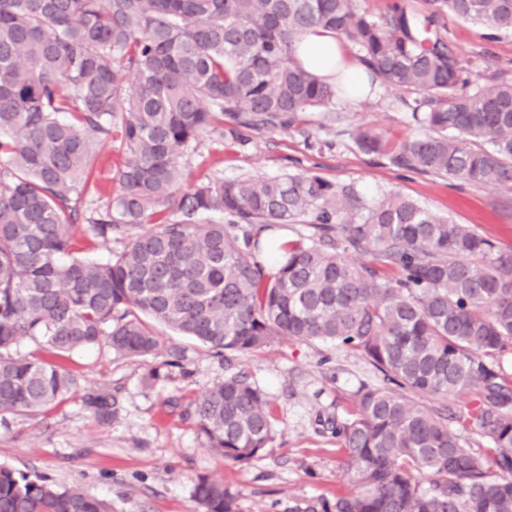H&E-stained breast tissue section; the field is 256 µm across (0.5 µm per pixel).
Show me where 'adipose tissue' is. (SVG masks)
I'll return each instance as SVG.
<instances>
[{"label": "adipose tissue", "instance_id": "1", "mask_svg": "<svg viewBox=\"0 0 512 512\" xmlns=\"http://www.w3.org/2000/svg\"><path fill=\"white\" fill-rule=\"evenodd\" d=\"M301 65L328 80H343L354 86L357 94L369 91V72L353 58L345 43L331 31L318 28L305 35L296 45Z\"/></svg>", "mask_w": 512, "mask_h": 512}]
</instances>
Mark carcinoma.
I'll use <instances>...</instances> for the list:
<instances>
[{
  "label": "carcinoma",
  "mask_w": 512,
  "mask_h": 512,
  "mask_svg": "<svg viewBox=\"0 0 512 512\" xmlns=\"http://www.w3.org/2000/svg\"><path fill=\"white\" fill-rule=\"evenodd\" d=\"M379 22L357 0H0V413L67 400L61 364L9 355L21 339L58 354L102 343L125 357L164 348L163 325L208 348L247 355L280 337L331 342L381 374L356 409L329 421L351 491L321 512H512V383L495 360L512 350V249L399 194L368 203L316 174L203 182L180 193L177 149L224 125L288 129L340 92L301 66L294 46L323 28L357 45L383 83L428 94L412 118L425 133L390 156L400 168L473 184H512V79L470 92L443 23L451 15L512 33V0H429ZM126 157L115 193L87 204L96 146ZM355 139L384 152L367 127ZM220 212L227 224L204 216ZM310 219L274 268L260 235ZM104 243L102 262L75 256L76 227ZM141 224L156 229L131 234ZM373 253L388 277L355 263ZM477 392L453 417L409 394ZM108 423L116 403L91 399ZM208 444L247 464L268 446L269 395L238 372L190 403ZM476 431L486 447L463 433ZM203 512L235 496L194 481ZM0 512H112L0 466Z\"/></svg>",
  "instance_id": "carcinoma-1"
}]
</instances>
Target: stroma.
I'll use <instances>...</instances> for the list:
<instances>
[{
    "instance_id": "1",
    "label": "stroma",
    "mask_w": 512,
    "mask_h": 512,
    "mask_svg": "<svg viewBox=\"0 0 512 512\" xmlns=\"http://www.w3.org/2000/svg\"><path fill=\"white\" fill-rule=\"evenodd\" d=\"M448 42L467 69L470 87L491 77L512 78V34L450 17ZM417 91L374 81L358 101L337 96L287 130L243 129L223 143L200 137L184 158L181 187L213 178H277L312 172L353 187L373 202L390 193L411 198L502 248L512 247V186L476 185L394 166L364 152L354 132L367 126L396 145L418 135L411 117ZM167 344L184 351L182 367L147 378L144 360L123 357L107 345L63 359L77 377V393L37 414H0V466L39 474L56 486L82 489L112 512H200L193 498L197 476L223 482L236 512H316L322 498L348 492L328 418L353 408L362 383L378 382L363 356L326 342L282 338L248 356L225 361L207 348L165 331ZM241 372L272 399L273 441L249 464L224 462L206 446L188 404L224 375ZM109 391L118 412L99 422L88 396Z\"/></svg>"
}]
</instances>
